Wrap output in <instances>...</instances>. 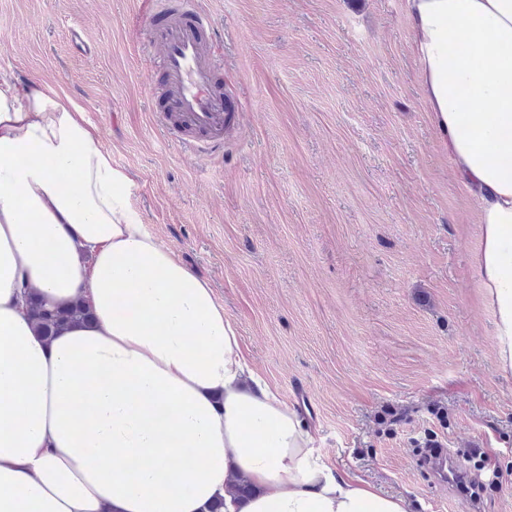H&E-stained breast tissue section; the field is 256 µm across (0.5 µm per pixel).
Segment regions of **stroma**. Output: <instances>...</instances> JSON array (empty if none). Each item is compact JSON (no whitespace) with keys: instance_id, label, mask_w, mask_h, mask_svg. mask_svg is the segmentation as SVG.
Wrapping results in <instances>:
<instances>
[{"instance_id":"stroma-1","label":"stroma","mask_w":512,"mask_h":512,"mask_svg":"<svg viewBox=\"0 0 512 512\" xmlns=\"http://www.w3.org/2000/svg\"><path fill=\"white\" fill-rule=\"evenodd\" d=\"M156 2L0 0V69L84 108L148 231L209 280L251 367L332 463L412 512H468L420 467L429 435L478 468L477 512H512V376L403 0H198L242 107L209 158L153 122ZM78 26L94 53L72 49Z\"/></svg>"}]
</instances>
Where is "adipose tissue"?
I'll return each mask as SVG.
<instances>
[{"instance_id":"adipose-tissue-1","label":"adipose tissue","mask_w":512,"mask_h":512,"mask_svg":"<svg viewBox=\"0 0 512 512\" xmlns=\"http://www.w3.org/2000/svg\"><path fill=\"white\" fill-rule=\"evenodd\" d=\"M423 98L481 227L512 375V0H405ZM64 90L0 71V512H408L253 376L209 282L159 243ZM90 319L44 340L18 285ZM241 478L256 492L236 503Z\"/></svg>"}]
</instances>
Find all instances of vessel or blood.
Masks as SVG:
<instances>
[{
    "mask_svg": "<svg viewBox=\"0 0 512 512\" xmlns=\"http://www.w3.org/2000/svg\"><path fill=\"white\" fill-rule=\"evenodd\" d=\"M143 23L147 47L158 48L163 58L157 82L165 94L154 111L157 125L179 143L221 151L240 104L225 97L217 84L222 63L207 42L209 17L194 0H171L169 7L147 14ZM424 464L437 482L461 491L466 476L448 449H430Z\"/></svg>",
    "mask_w": 512,
    "mask_h": 512,
    "instance_id": "obj_1",
    "label": "vessel or blood"
}]
</instances>
